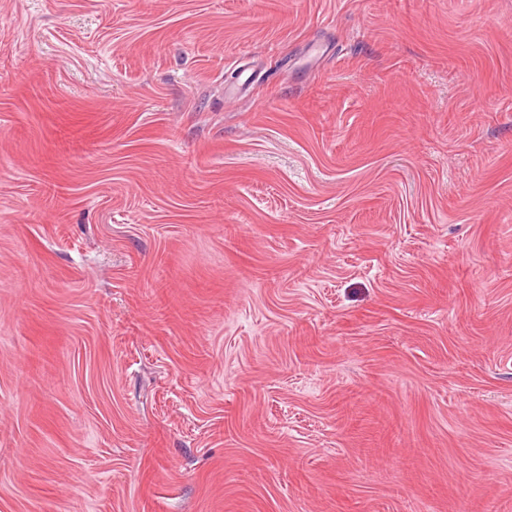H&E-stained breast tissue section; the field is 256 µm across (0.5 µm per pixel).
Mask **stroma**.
I'll return each mask as SVG.
<instances>
[{"label":"stroma","instance_id":"35a3bbf8","mask_svg":"<svg viewBox=\"0 0 512 512\" xmlns=\"http://www.w3.org/2000/svg\"><path fill=\"white\" fill-rule=\"evenodd\" d=\"M0 512H512V0H0Z\"/></svg>","mask_w":512,"mask_h":512}]
</instances>
